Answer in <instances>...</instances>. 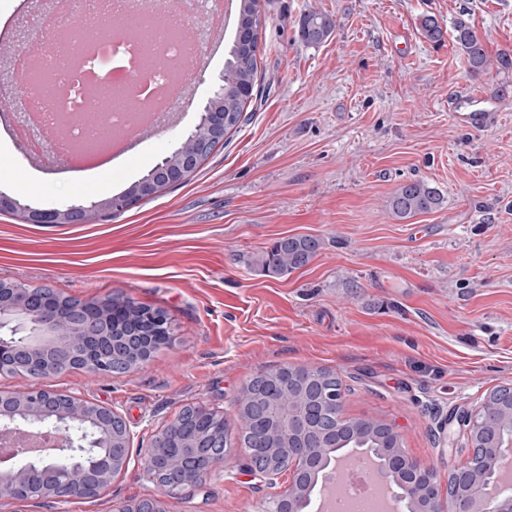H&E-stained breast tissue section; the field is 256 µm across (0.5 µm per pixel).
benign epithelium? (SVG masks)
Returning a JSON list of instances; mask_svg holds the SVG:
<instances>
[{"instance_id": "benign-epithelium-1", "label": "benign epithelium", "mask_w": 512, "mask_h": 512, "mask_svg": "<svg viewBox=\"0 0 512 512\" xmlns=\"http://www.w3.org/2000/svg\"><path fill=\"white\" fill-rule=\"evenodd\" d=\"M207 125L215 133L224 131V112L211 104L198 110L193 129ZM183 153L178 143L155 171L139 186L142 197L155 194L156 176L181 178L197 159L187 158L180 168L172 161ZM118 207L117 197L105 201L73 205L65 210L33 209L26 213L35 224H82L102 211ZM12 324L26 333L16 339L0 336V374L4 372L45 378L61 374L73 367L93 374L110 375L115 363L132 368L148 361L155 348L169 339L166 316L155 310H145L121 299L102 303L65 301L47 288H21L0 282V328ZM499 406L508 410V420L496 434V445L489 449L496 461L512 459V386H503L496 393ZM280 421L277 436L288 448H246L249 470L266 480L274 481L279 470L292 474L288 491L274 499L273 512L301 509L300 495L308 493L316 474L326 465L330 449L319 439H308L298 419L304 412L275 403ZM208 420L210 439L189 434L192 422ZM470 440L484 434L483 411L466 412L460 419ZM26 428H50L61 436L55 456L38 461L21 457L8 468L0 470V500L16 499L18 484L36 478L32 492L40 499L65 502L88 498L126 473L130 467L131 431L123 416L115 409L89 403L69 394L45 388L31 389L13 395L0 396V430L22 431ZM229 457L224 448V415L204 405L193 409L189 418L176 417L159 430L150 447L139 460L141 469L159 485L170 489L198 486L214 471L224 468ZM89 466L91 479L84 482L60 483L51 479L56 472L72 473ZM415 463L398 448L378 460L383 476L411 469ZM424 477L434 493L431 512H440L441 488L437 476L426 471L400 483L399 496L412 503L423 493L419 477ZM497 471L490 468L481 483H464L458 493V512H487L495 502V512H512V494L501 500L489 497L488 488L495 482ZM118 512H166L162 498L154 497L126 504Z\"/></svg>"}]
</instances>
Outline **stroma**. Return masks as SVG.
<instances>
[{
  "mask_svg": "<svg viewBox=\"0 0 512 512\" xmlns=\"http://www.w3.org/2000/svg\"><path fill=\"white\" fill-rule=\"evenodd\" d=\"M330 14L332 36L297 37L308 10ZM258 95L238 129L182 182L112 218L31 224L26 209H59L125 193L193 126L186 119L112 177L110 192L0 156V281L101 303L120 295L164 311L170 338L149 363L99 377L72 369L40 384L110 406L132 452L183 408L222 411L226 469L164 496L167 512H264L288 487L250 475L239 448L238 400L273 368H326L343 383L341 415L398 432L405 455L447 482L470 455L463 412L512 385V69L476 76L452 22L466 17L489 56L512 58V0H260ZM445 31L426 39L422 17ZM479 88L496 117L455 123L458 87ZM422 180L440 209L399 219L387 201ZM309 236L317 254L271 278L254 261L283 237ZM0 374V393L35 387ZM159 494L138 462L98 496L0 501V512H116Z\"/></svg>",
  "mask_w": 512,
  "mask_h": 512,
  "instance_id": "35a3bbf8",
  "label": "stroma"
}]
</instances>
